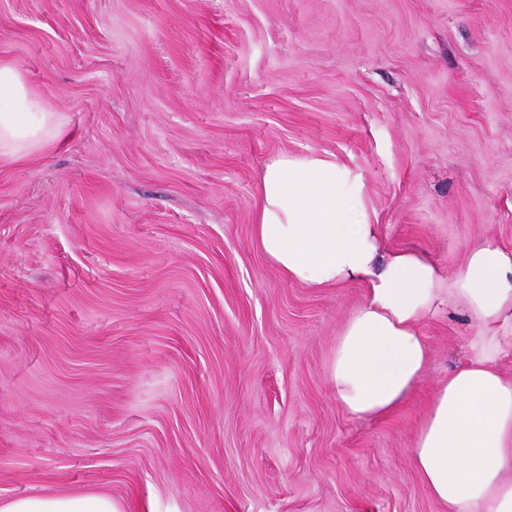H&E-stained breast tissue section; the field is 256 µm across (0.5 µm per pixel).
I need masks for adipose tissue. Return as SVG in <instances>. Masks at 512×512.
<instances>
[{
  "mask_svg": "<svg viewBox=\"0 0 512 512\" xmlns=\"http://www.w3.org/2000/svg\"><path fill=\"white\" fill-rule=\"evenodd\" d=\"M65 121L11 63L0 61V157L56 146ZM254 242L289 281L360 282L364 303L343 324L328 382L343 410L375 418L400 406L425 374L424 325L466 317L467 357L436 388L412 449L415 470L448 512H512V250L474 244L453 274L415 250H384L360 174L319 154H282L260 179ZM0 512H114L104 495H32Z\"/></svg>",
  "mask_w": 512,
  "mask_h": 512,
  "instance_id": "ef3b65f1",
  "label": "adipose tissue"
}]
</instances>
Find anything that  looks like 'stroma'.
<instances>
[{
  "instance_id": "1",
  "label": "stroma",
  "mask_w": 512,
  "mask_h": 512,
  "mask_svg": "<svg viewBox=\"0 0 512 512\" xmlns=\"http://www.w3.org/2000/svg\"><path fill=\"white\" fill-rule=\"evenodd\" d=\"M0 60L66 121L0 160V503L448 512L410 450L460 316L398 410L348 415L327 365L362 286L285 281L253 213L316 152L385 248L512 249V0H0ZM1 512H114L112 500L105 495L43 496L13 499Z\"/></svg>"
}]
</instances>
